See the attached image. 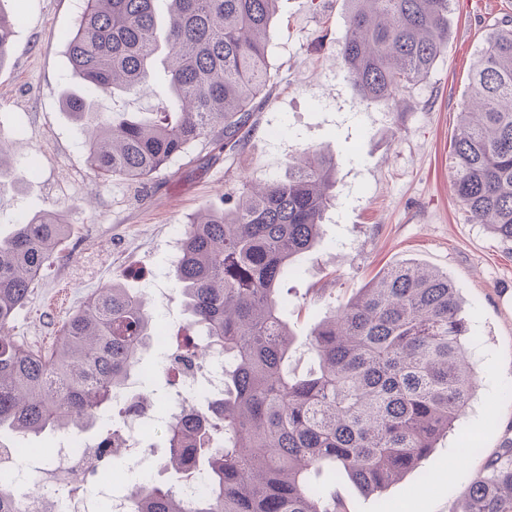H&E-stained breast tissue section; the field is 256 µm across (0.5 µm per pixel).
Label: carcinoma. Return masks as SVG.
Wrapping results in <instances>:
<instances>
[{"instance_id": "1", "label": "carcinoma", "mask_w": 512, "mask_h": 512, "mask_svg": "<svg viewBox=\"0 0 512 512\" xmlns=\"http://www.w3.org/2000/svg\"><path fill=\"white\" fill-rule=\"evenodd\" d=\"M0 0V64L13 20ZM167 6L158 32L157 4ZM278 0H83L67 39L74 74L95 92L140 94L161 62L171 94L149 118L98 111L66 93L63 105L100 176L142 183L197 143L234 148L252 131L271 81L269 29ZM341 66L365 102L400 106L448 44L450 0H350ZM472 108L460 113L452 189L472 224L512 242V27L498 28L473 64ZM338 162L305 148L288 176L248 184L180 236L173 276L206 347L229 357L224 397L164 421L179 483L202 485L196 512H342L311 468L346 476L365 495L417 470L455 426L477 380L466 362L469 322L448 276L415 262L382 271L318 323L304 345L314 368L288 369L296 337L282 285L316 245L334 205ZM52 208L0 237V332L40 272L61 258L69 225ZM159 327L143 297L114 282L62 325L49 353L0 335V434L10 441L93 429L119 398ZM132 512H183L167 485L128 491ZM22 496L0 491V512ZM453 512H512V444L476 475Z\"/></svg>"}]
</instances>
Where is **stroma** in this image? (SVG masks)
<instances>
[{
	"mask_svg": "<svg viewBox=\"0 0 512 512\" xmlns=\"http://www.w3.org/2000/svg\"><path fill=\"white\" fill-rule=\"evenodd\" d=\"M16 19L15 49L0 67V136L15 163L0 185V232L59 207L72 217L69 257L34 284L8 332L34 350H51L67 318L102 285L121 281L143 292L148 310L170 338L195 336L166 261L173 235L242 183L288 173L307 147L339 161L336 202L317 246L289 278L284 318L304 338L376 275L405 260L448 274L471 324L477 394L420 472L377 496L347 478L335 482L346 512H452L469 482L512 441V243L470 223L451 187L452 150L460 112L470 102L467 75L490 32L512 26V0H451L448 46L428 76L410 86L398 110L360 101L340 67L350 0H278L270 29L272 79L257 99L250 137L212 153L203 143L142 184L102 181L88 166L77 125L61 105L65 88L84 91L71 71L68 35L80 0H8ZM168 91L155 82L145 95H100L103 112H155ZM147 457L114 459L129 480L165 484L157 469L163 427L145 433Z\"/></svg>",
	"mask_w": 512,
	"mask_h": 512,
	"instance_id": "35a3bbf8",
	"label": "stroma"
}]
</instances>
